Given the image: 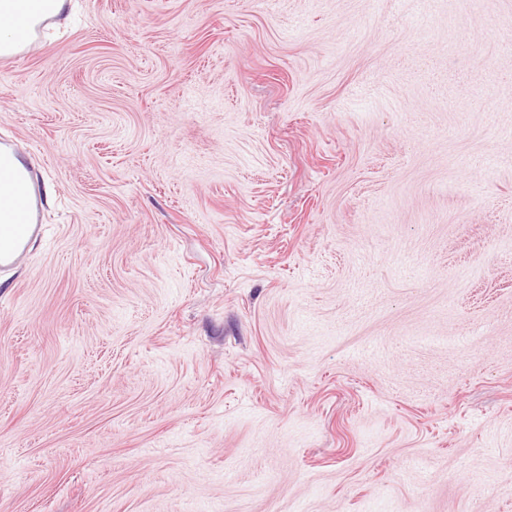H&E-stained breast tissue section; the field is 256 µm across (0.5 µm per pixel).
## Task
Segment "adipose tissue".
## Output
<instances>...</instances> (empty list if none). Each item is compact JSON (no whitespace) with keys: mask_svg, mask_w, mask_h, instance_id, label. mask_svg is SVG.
I'll return each mask as SVG.
<instances>
[{"mask_svg":"<svg viewBox=\"0 0 512 512\" xmlns=\"http://www.w3.org/2000/svg\"><path fill=\"white\" fill-rule=\"evenodd\" d=\"M70 0H0V58L21 53L24 32L60 16Z\"/></svg>","mask_w":512,"mask_h":512,"instance_id":"adipose-tissue-1","label":"adipose tissue"}]
</instances>
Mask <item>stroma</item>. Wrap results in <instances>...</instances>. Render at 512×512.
Returning <instances> with one entry per match:
<instances>
[{
	"label": "stroma",
	"mask_w": 512,
	"mask_h": 512,
	"mask_svg": "<svg viewBox=\"0 0 512 512\" xmlns=\"http://www.w3.org/2000/svg\"><path fill=\"white\" fill-rule=\"evenodd\" d=\"M58 25L0 59L49 197L0 273V512H512V0Z\"/></svg>",
	"instance_id": "1"
}]
</instances>
